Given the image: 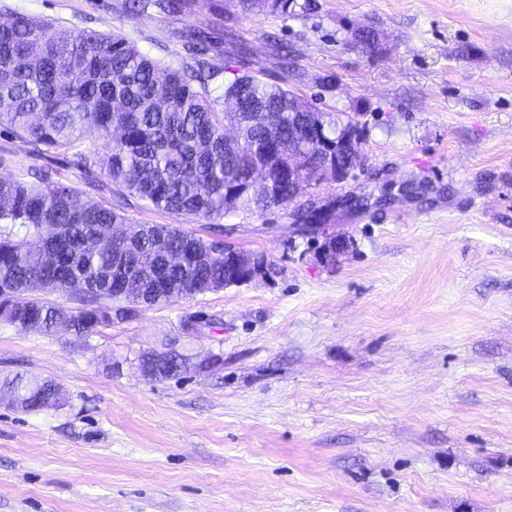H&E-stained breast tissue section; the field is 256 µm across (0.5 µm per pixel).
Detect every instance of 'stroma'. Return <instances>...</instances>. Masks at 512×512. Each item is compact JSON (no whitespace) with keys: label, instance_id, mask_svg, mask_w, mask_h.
Here are the masks:
<instances>
[{"label":"stroma","instance_id":"stroma-1","mask_svg":"<svg viewBox=\"0 0 512 512\" xmlns=\"http://www.w3.org/2000/svg\"><path fill=\"white\" fill-rule=\"evenodd\" d=\"M126 4L0 0V21L118 33L176 67L207 30L219 80L287 82L358 128L361 163L310 188L328 218L306 233L245 203L214 224L131 213L263 255L267 276L88 336L0 321V512H512V0ZM39 167L75 180L66 153L0 135V177ZM148 354L197 368L157 381ZM18 374L65 405L16 410ZM295 0H234L232 3L243 12L254 10L272 15H288L295 10Z\"/></svg>","mask_w":512,"mask_h":512}]
</instances>
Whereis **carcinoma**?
I'll use <instances>...</instances> for the list:
<instances>
[{
	"mask_svg": "<svg viewBox=\"0 0 512 512\" xmlns=\"http://www.w3.org/2000/svg\"><path fill=\"white\" fill-rule=\"evenodd\" d=\"M243 12L288 15L295 0H233ZM187 0H132V8L154 7L178 13ZM194 65L174 68L152 58L118 34L79 30L67 37L40 19L16 13L0 24V127L24 140L43 157L74 145L78 133L96 130L110 144L104 155L89 146L78 152L72 168L103 197L91 202L71 184L39 172L33 179L0 178V289H15L10 324L46 335L88 336L112 325V315L129 316L138 303L151 307L224 285V257L176 266L168 253L211 250L215 242L168 224L142 229L131 239L112 240V229L134 221L132 207L181 213L209 223L231 210L229 201H249L258 212L290 210L307 218L288 201V180L279 164L288 158V133L312 108L281 84L256 74L236 75L224 92L211 96L215 78L206 60L207 32L187 36ZM239 112L232 150L224 149V113ZM254 170L272 177L269 193L252 197L246 177ZM25 229L19 236L15 227ZM74 288L73 308L34 296L51 293L55 284ZM116 285L154 288L148 295L117 298L110 311L100 303ZM129 305L124 306L122 302ZM144 364L158 381L188 371V360L150 355ZM24 390L16 408L38 411L34 399L46 396L63 405L59 386L45 379L15 377Z\"/></svg>",
	"mask_w": 512,
	"mask_h": 512,
	"instance_id": "carcinoma-1",
	"label": "carcinoma"
}]
</instances>
